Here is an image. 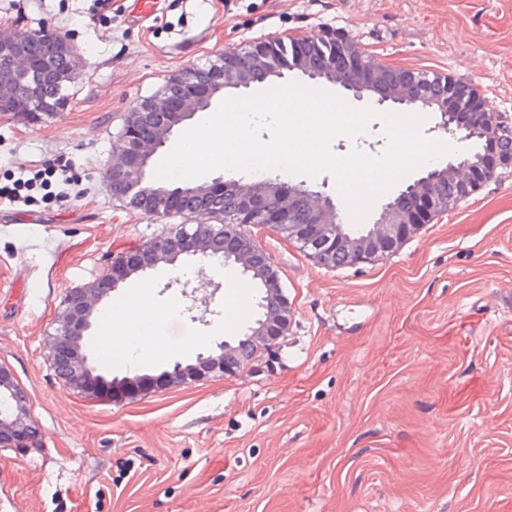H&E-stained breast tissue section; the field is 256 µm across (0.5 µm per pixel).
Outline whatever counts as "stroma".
<instances>
[{
	"mask_svg": "<svg viewBox=\"0 0 512 512\" xmlns=\"http://www.w3.org/2000/svg\"><path fill=\"white\" fill-rule=\"evenodd\" d=\"M0 0V26L68 36V104L0 118V364L29 397L34 447L0 449V512H512V169L393 253L320 264L255 234L294 311L274 353L236 377L113 398L74 390L45 344L68 294L181 218L111 195L131 109L192 65L270 35H345L381 63L479 84L512 114V0ZM133 274L82 340L109 380L156 375L235 341L258 316L235 267ZM243 315L225 321L231 288ZM145 291L154 348L101 357V318Z\"/></svg>",
	"mask_w": 512,
	"mask_h": 512,
	"instance_id": "stroma-1",
	"label": "stroma"
}]
</instances>
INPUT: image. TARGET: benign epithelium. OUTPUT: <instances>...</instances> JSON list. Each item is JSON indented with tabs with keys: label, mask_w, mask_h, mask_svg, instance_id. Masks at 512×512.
<instances>
[{
	"label": "benign epithelium",
	"mask_w": 512,
	"mask_h": 512,
	"mask_svg": "<svg viewBox=\"0 0 512 512\" xmlns=\"http://www.w3.org/2000/svg\"><path fill=\"white\" fill-rule=\"evenodd\" d=\"M33 35V31L0 27V102L17 101L22 90L21 113L54 112L57 107L42 95V85L46 80L61 83L76 68L74 64L65 70L58 68L57 57L70 56L76 62L78 55L72 40L61 35L54 51L36 62L27 44V38ZM335 46V52L327 56L318 50L312 34L269 36L224 54L209 80L197 77L192 67L184 69L148 101L152 122L138 119L125 123L115 145V160L108 166L109 189H118L117 196L132 201L149 217L186 215L196 224L161 243L154 238L133 255L113 257L96 282L70 293L65 320L48 342L59 378L72 387L115 397L144 386L162 389L211 377L238 376L258 356L277 347L288 335L292 321L288 298L279 290L271 258L256 239L254 228H269L298 241L324 266L355 265L393 252L408 235L446 214L448 201L468 198L484 182L495 178L499 168L512 167V142L500 137V124L512 125V116L496 112L486 103L480 112L463 111V107L472 105L470 93L475 83L460 80L448 84L442 80L436 89L425 93L418 72L397 67L392 68L394 80L387 83L382 64L363 65L358 46L340 38ZM287 73L338 82L357 99L366 94L376 98L379 106L388 102L406 107L421 103L439 113L438 130L459 143L478 139L482 153L476 158L464 151L454 154L447 167L428 171L384 203L377 221L358 232L342 224L332 198L303 184L272 177H259L247 185L216 177L204 185L183 183L169 185L153 196L147 193L150 160L175 127L207 109L221 89H248ZM227 194L235 197V218L214 232L209 220L215 217V203ZM301 208L307 210V220L296 224L294 216ZM183 255L196 257L203 267L222 255L239 265L243 273H265V288L258 301L261 314L243 333L245 343L239 347L220 342L217 351L200 353L193 363L176 362L169 370L128 378L119 386L95 373L81 347L84 332L92 326L94 310L128 276L154 270L162 262L173 265ZM0 402L5 405L0 410V447H31L38 437V426L27 395L1 365Z\"/></svg>",
	"instance_id": "7a95c632"
}]
</instances>
